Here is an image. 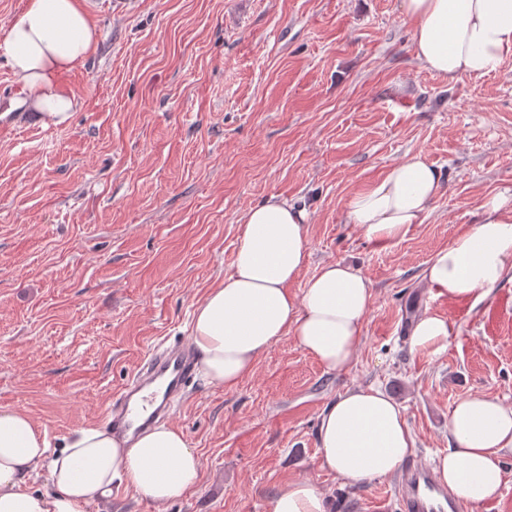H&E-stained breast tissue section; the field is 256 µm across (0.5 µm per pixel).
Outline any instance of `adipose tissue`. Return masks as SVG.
<instances>
[{"label":"adipose tissue","instance_id":"ef3b65f1","mask_svg":"<svg viewBox=\"0 0 512 512\" xmlns=\"http://www.w3.org/2000/svg\"><path fill=\"white\" fill-rule=\"evenodd\" d=\"M401 10L413 25L416 58L445 81L495 72L512 54V0H402ZM97 47L85 0H27L20 17L0 31V52L27 90L30 110L55 124L77 105L65 76ZM442 188L441 171L416 153L350 196L347 215L367 239L392 241L421 223ZM481 208V222L436 251L422 271L448 299L485 296L512 271V209L498 195ZM307 218L306 209L276 195L244 216L232 275L193 312L190 340L208 386L236 387L288 335L326 370L350 367L372 285L359 270L328 262L300 293L291 292L307 256ZM448 434L454 446L438 458L437 479L463 501L497 498L502 453L512 450V406L488 395L460 399L449 413ZM318 442L322 466L350 483L394 474L413 451L401 407L374 386L330 402ZM43 463L48 487L31 489L32 473ZM199 471L184 432L164 422L132 441L86 428L56 447L26 412L0 407V512H92L117 481L162 503L194 486ZM270 512H326L325 499L309 482L291 481L273 496Z\"/></svg>","mask_w":512,"mask_h":512}]
</instances>
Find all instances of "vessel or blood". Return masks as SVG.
Instances as JSON below:
<instances>
[{
  "mask_svg": "<svg viewBox=\"0 0 512 512\" xmlns=\"http://www.w3.org/2000/svg\"><path fill=\"white\" fill-rule=\"evenodd\" d=\"M195 370V353L182 342L156 351L141 370L112 398L107 410L108 427L114 435L131 439L152 420L167 417L174 400L182 398ZM164 382L162 401L150 415H137L132 407L135 397L155 382ZM398 512H463L446 488L439 485L429 466L411 460L398 477Z\"/></svg>",
  "mask_w": 512,
  "mask_h": 512,
  "instance_id": "b4317fda",
  "label": "vessel or blood"
}]
</instances>
